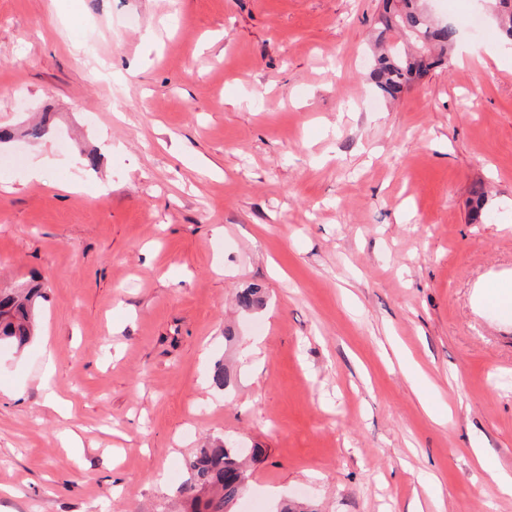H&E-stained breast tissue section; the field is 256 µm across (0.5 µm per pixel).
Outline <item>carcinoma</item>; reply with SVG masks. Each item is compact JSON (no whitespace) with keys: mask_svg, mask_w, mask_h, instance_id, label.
<instances>
[{"mask_svg":"<svg viewBox=\"0 0 512 512\" xmlns=\"http://www.w3.org/2000/svg\"><path fill=\"white\" fill-rule=\"evenodd\" d=\"M492 17L501 35L512 40V0H491ZM378 40L390 32L403 42L382 47L372 61L369 82L384 97L396 100L411 84L432 68L449 62V53L458 39L451 23L434 22L424 11L422 0H385L378 22ZM469 201L472 220L484 215L487 197L482 189ZM41 285L14 290L0 289V342L19 347L36 335L38 299ZM188 476L178 493L189 512H231L248 478L246 462L238 448L222 444L203 446L189 461Z\"/></svg>","mask_w":512,"mask_h":512,"instance_id":"obj_1","label":"carcinoma"}]
</instances>
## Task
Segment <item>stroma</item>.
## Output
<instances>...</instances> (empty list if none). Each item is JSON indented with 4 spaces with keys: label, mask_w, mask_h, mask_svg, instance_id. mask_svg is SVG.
Returning a JSON list of instances; mask_svg holds the SVG:
<instances>
[{
    "label": "stroma",
    "mask_w": 512,
    "mask_h": 512,
    "mask_svg": "<svg viewBox=\"0 0 512 512\" xmlns=\"http://www.w3.org/2000/svg\"><path fill=\"white\" fill-rule=\"evenodd\" d=\"M428 7L458 47L393 102L380 0H0V287L45 293L1 506L180 512L220 439L263 450L234 512H512L473 454L512 473V58L482 0Z\"/></svg>",
    "instance_id": "35a3bbf8"
}]
</instances>
